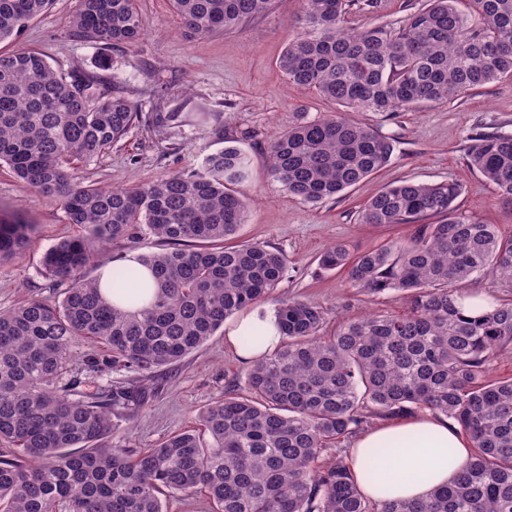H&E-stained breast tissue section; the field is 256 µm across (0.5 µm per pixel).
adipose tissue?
Here are the masks:
<instances>
[{
    "instance_id": "1",
    "label": "adipose tissue",
    "mask_w": 512,
    "mask_h": 512,
    "mask_svg": "<svg viewBox=\"0 0 512 512\" xmlns=\"http://www.w3.org/2000/svg\"><path fill=\"white\" fill-rule=\"evenodd\" d=\"M471 451L453 422L422 413L359 436L350 467L372 501L417 500L448 484Z\"/></svg>"
}]
</instances>
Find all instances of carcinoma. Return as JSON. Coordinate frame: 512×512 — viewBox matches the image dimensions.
<instances>
[{
    "mask_svg": "<svg viewBox=\"0 0 512 512\" xmlns=\"http://www.w3.org/2000/svg\"><path fill=\"white\" fill-rule=\"evenodd\" d=\"M53 0H0V43L19 37ZM273 0H172L195 35L232 31ZM354 0H302L298 32L279 58L288 82L339 110L302 118L267 147L264 177L312 205L339 196L390 161L389 138L349 111L399 112L445 103L512 78V0H475L473 27L456 0H424L398 26H344ZM144 34L134 0H78L70 37L128 48ZM97 78L63 73L36 50L0 52V164L57 198L78 233L50 246L41 274L59 299L32 295L0 310V512H164L163 496L204 492L212 512H512V377L490 365L512 347V299L470 312L459 287L486 274L512 290V237L461 211L454 181H404L371 198L364 224H411L412 234L352 255L322 254L365 294L401 292L403 315L371 312L326 332L327 311L276 299L279 347L253 360L230 390L151 448L112 441L147 388L94 384L70 372L90 357L143 381L199 348L233 315L271 296L288 257L263 242L234 246L253 173L236 145L201 167L146 184H88L74 164L99 158L135 126L130 99L97 92ZM467 165L512 198V134L481 130ZM33 225L0 210V260L25 253ZM154 237L171 248L136 253ZM122 243L135 254L113 257ZM109 267L106 282L88 269ZM254 330L238 340L260 349ZM430 412L455 421L474 451L456 478L418 501L377 504L362 492L340 444L372 417Z\"/></svg>",
    "mask_w": 512,
    "mask_h": 512,
    "instance_id": "cac0c4a2",
    "label": "carcinoma"
}]
</instances>
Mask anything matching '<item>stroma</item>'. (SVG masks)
I'll use <instances>...</instances> for the list:
<instances>
[{
  "label": "stroma",
  "mask_w": 512,
  "mask_h": 512,
  "mask_svg": "<svg viewBox=\"0 0 512 512\" xmlns=\"http://www.w3.org/2000/svg\"><path fill=\"white\" fill-rule=\"evenodd\" d=\"M414 2L378 0L373 11L356 6L347 24L390 25L405 19ZM76 7L77 0H54L20 37L0 44V49H35L54 68L104 73L108 83L137 103L141 118L129 134L108 155L81 163L79 174L85 181L102 187L144 184L173 171L199 168L204 154L222 148L225 141L237 142L254 173L246 187L247 217L240 238L271 243L288 257L286 277L274 297L255 305V312L273 316L276 298L287 296L321 305L332 326L370 310L405 313L403 294L359 293L345 273L318 264L323 250L334 242L348 243L362 253L410 236L413 228L408 224L373 226L360 221L362 205L387 186L459 181L460 209L512 235V201L502 200L496 188L464 162L475 132L512 133V80L487 84L442 104L394 113H354L355 121L393 142L390 161L345 196L305 204L262 176L269 141L301 117H317L331 109L314 92L288 84L278 67L296 32L301 0H274L266 16L207 36L185 29L169 0H137L144 36L134 47L108 50L69 37ZM159 112L176 113L177 119L156 126ZM0 209L34 226L23 257L0 261V309L32 295L52 296L40 273V259L58 239L74 234L75 226L68 224L57 198L36 194L4 165ZM232 326V321H225L202 346L166 368L138 416L115 421L116 437L140 447L153 446L175 431L196 426L207 405L242 383L248 364L227 339Z\"/></svg>",
  "instance_id": "stroma-1"
}]
</instances>
